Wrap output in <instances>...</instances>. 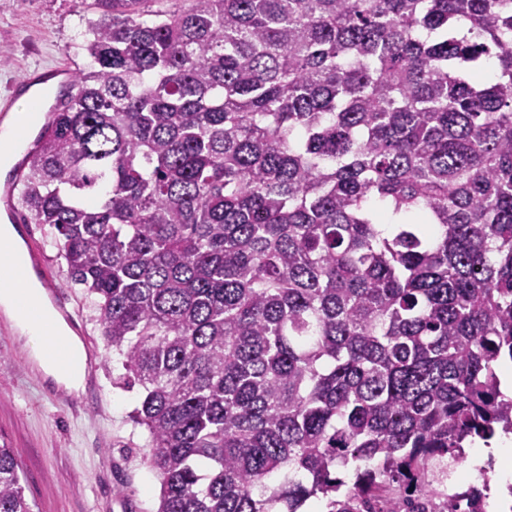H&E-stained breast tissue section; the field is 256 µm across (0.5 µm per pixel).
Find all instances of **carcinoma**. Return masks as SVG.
Returning a JSON list of instances; mask_svg holds the SVG:
<instances>
[{
    "label": "carcinoma",
    "instance_id": "cac0c4a2",
    "mask_svg": "<svg viewBox=\"0 0 512 512\" xmlns=\"http://www.w3.org/2000/svg\"><path fill=\"white\" fill-rule=\"evenodd\" d=\"M152 2L91 0L21 194L156 512H417L512 431V0ZM0 512H34L4 443Z\"/></svg>",
    "mask_w": 512,
    "mask_h": 512
}]
</instances>
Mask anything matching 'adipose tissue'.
Instances as JSON below:
<instances>
[{
	"mask_svg": "<svg viewBox=\"0 0 512 512\" xmlns=\"http://www.w3.org/2000/svg\"><path fill=\"white\" fill-rule=\"evenodd\" d=\"M0 313L12 323L31 363L44 380L68 395L83 392L86 382L84 369L60 373L56 359L45 347V336L51 332L67 340L72 357L78 360L84 357L81 341L55 309L37 276H29L22 285L0 280ZM470 465L488 468L491 488L501 507L512 504V493L508 492L504 478L505 472L512 468V440L504 438L492 447L479 449L472 455Z\"/></svg>",
	"mask_w": 512,
	"mask_h": 512,
	"instance_id": "obj_1",
	"label": "adipose tissue"
}]
</instances>
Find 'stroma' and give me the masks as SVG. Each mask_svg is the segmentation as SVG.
<instances>
[{
    "mask_svg": "<svg viewBox=\"0 0 512 512\" xmlns=\"http://www.w3.org/2000/svg\"><path fill=\"white\" fill-rule=\"evenodd\" d=\"M81 0H0V95L28 71L85 64ZM24 238L65 298L91 368L93 391L60 399L33 369L0 318V437L21 465L36 512H156L160 483L146 460L149 437L130 415L137 391L112 384V350L92 298L71 285L48 226L26 222Z\"/></svg>",
    "mask_w": 512,
    "mask_h": 512,
    "instance_id": "stroma-1",
    "label": "stroma"
}]
</instances>
